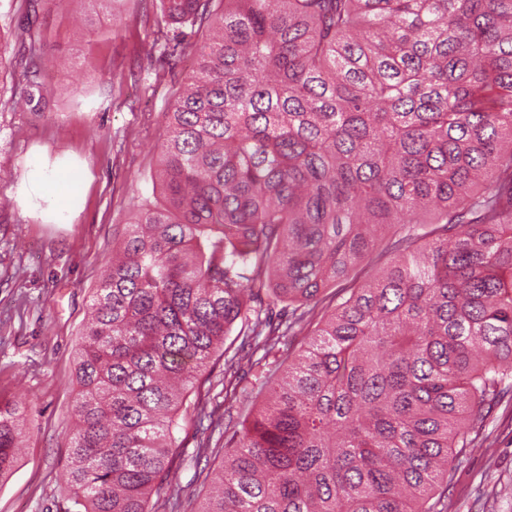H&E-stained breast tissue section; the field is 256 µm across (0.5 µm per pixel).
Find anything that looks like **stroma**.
<instances>
[{
    "mask_svg": "<svg viewBox=\"0 0 512 512\" xmlns=\"http://www.w3.org/2000/svg\"><path fill=\"white\" fill-rule=\"evenodd\" d=\"M24 0H0V401H23L22 454L0 480V512H63L73 427L74 350L90 294L112 245L153 193L164 114L208 41L179 37L183 53L140 54L164 24L157 0H41L34 23L46 107L14 109L24 94L13 33ZM66 210H59V197ZM182 496H203L189 463L191 412H182ZM477 448L452 465L448 512H512V402L495 405Z\"/></svg>",
    "mask_w": 512,
    "mask_h": 512,
    "instance_id": "35a3bbf8",
    "label": "stroma"
}]
</instances>
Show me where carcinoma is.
I'll return each instance as SVG.
<instances>
[{"mask_svg": "<svg viewBox=\"0 0 512 512\" xmlns=\"http://www.w3.org/2000/svg\"><path fill=\"white\" fill-rule=\"evenodd\" d=\"M218 2L160 197L92 291L66 512H179V412L232 348L197 457L241 428L195 512H448L451 464L512 396V0ZM211 3L160 9L194 27ZM17 40L39 112L34 30ZM304 330L240 407L237 367ZM23 429L0 405V479Z\"/></svg>", "mask_w": 512, "mask_h": 512, "instance_id": "obj_1", "label": "carcinoma"}]
</instances>
